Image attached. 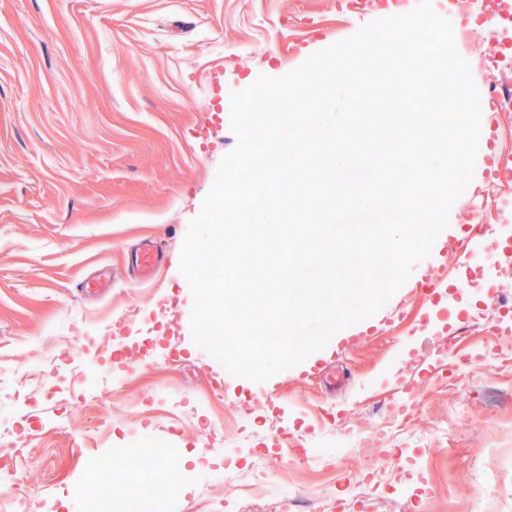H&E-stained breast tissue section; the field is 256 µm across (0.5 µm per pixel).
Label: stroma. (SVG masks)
<instances>
[{
  "instance_id": "stroma-1",
  "label": "stroma",
  "mask_w": 512,
  "mask_h": 512,
  "mask_svg": "<svg viewBox=\"0 0 512 512\" xmlns=\"http://www.w3.org/2000/svg\"><path fill=\"white\" fill-rule=\"evenodd\" d=\"M420 0H0V375L17 391L43 383L69 388L84 359L118 357L124 387L98 379L91 400L28 405L0 402L12 414L14 452L24 480L0 498L25 501L26 512H61V499L85 480L96 457L119 454L124 433H140L201 468H180L185 493L165 491L153 512H225L239 493L240 471L277 468L300 496L295 512H319L323 497L345 501L365 468L405 480L404 457L422 458L430 487L391 512H512V314L500 303L512 290V263L462 259L461 241L489 224L482 201L489 174L474 170L430 254L383 306L382 316L352 324L321 351L274 375L269 388L236 377L191 336L193 298L180 255L222 158L237 138L231 95L259 76L280 77L310 55L360 28L412 11ZM469 57L473 81L488 93L492 75L470 17L430 0ZM150 239L168 262L138 282L125 259ZM109 266L112 289L74 301L72 289L95 267ZM174 303L157 328L174 359L143 364L140 352L113 353L112 340L132 335L130 305L154 310ZM462 333L460 358L493 346L458 377L448 399L433 369L449 328ZM70 337V362L55 367L57 345ZM484 384L480 420H458L452 441L434 435L454 402L467 401L472 377ZM413 395L420 407L397 458L363 448L329 464L293 461L283 444L302 437L332 443L345 428H381L393 404ZM236 438V469L218 483L202 473L224 467L223 437ZM262 437L272 448L254 456ZM30 449L25 461L15 451Z\"/></svg>"
}]
</instances>
